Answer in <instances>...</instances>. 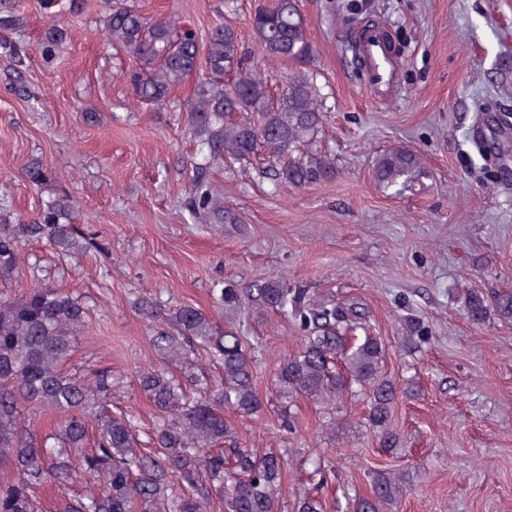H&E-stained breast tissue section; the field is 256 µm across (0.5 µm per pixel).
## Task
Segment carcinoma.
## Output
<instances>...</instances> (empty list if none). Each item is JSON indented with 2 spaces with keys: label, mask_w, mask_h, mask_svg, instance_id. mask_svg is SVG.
<instances>
[{
  "label": "carcinoma",
  "mask_w": 512,
  "mask_h": 512,
  "mask_svg": "<svg viewBox=\"0 0 512 512\" xmlns=\"http://www.w3.org/2000/svg\"><path fill=\"white\" fill-rule=\"evenodd\" d=\"M106 4L107 41L132 63L121 73L140 100L164 106L174 86L199 73L186 107L202 156L194 163L195 218L210 224L226 219L219 195L205 181L207 164L215 160L240 163L260 156L262 177L276 186L305 188L334 176L330 152L318 146L326 97L316 73L297 70L280 82L268 79L251 68L238 31L227 22L215 23L200 38L179 18L153 23L127 0ZM24 8V0H0V49L12 65L11 86L22 96L28 94V51L9 35L24 29ZM252 28L267 57L299 65L312 56L302 0L258 5ZM66 40V28L53 23L38 45L42 61L52 63ZM418 174L416 155L407 149L375 160L373 178L385 190L400 192ZM22 176L49 198L25 222L0 229V284L26 272L38 278L35 268H21L23 243L44 239L68 252L78 242L72 200L50 188L42 161L30 160ZM221 301L228 312L247 304L274 310L307 332L298 352L280 357L276 385L284 396L325 400L358 385L366 391L367 420L379 431L382 447H400L391 426L397 387L381 376L385 346L360 303L315 301L304 289L275 279L245 288L228 285ZM464 309L474 324L492 309L510 320L512 292L489 300L471 290ZM165 320L172 329L157 330L153 347L162 362L187 365L188 374L176 381L153 368L139 371L141 389L162 415L144 432L134 415L112 410L111 368L100 367L90 378L66 370L74 337L89 328L88 308L42 284L18 297L0 289V468L12 472L0 480V512H40L35 486L50 483L66 492L79 475L94 484L65 496L61 512H211L216 500L224 512H284L285 454L238 447L224 419L226 408L248 417L261 408L255 352L192 305L176 308ZM42 411L58 415L48 435L26 424L29 413ZM306 479L317 491L331 482L320 464ZM402 491L394 474L375 471L355 512H385ZM292 512H325V506L308 493L294 501Z\"/></svg>",
  "instance_id": "obj_1"
}]
</instances>
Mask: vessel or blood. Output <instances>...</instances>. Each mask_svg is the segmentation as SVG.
I'll return each mask as SVG.
<instances>
[{
  "mask_svg": "<svg viewBox=\"0 0 512 512\" xmlns=\"http://www.w3.org/2000/svg\"><path fill=\"white\" fill-rule=\"evenodd\" d=\"M356 44L368 90L378 98L387 95L394 85L400 60L386 35L377 29H367L357 35Z\"/></svg>",
  "mask_w": 512,
  "mask_h": 512,
  "instance_id": "1",
  "label": "vessel or blood"
}]
</instances>
